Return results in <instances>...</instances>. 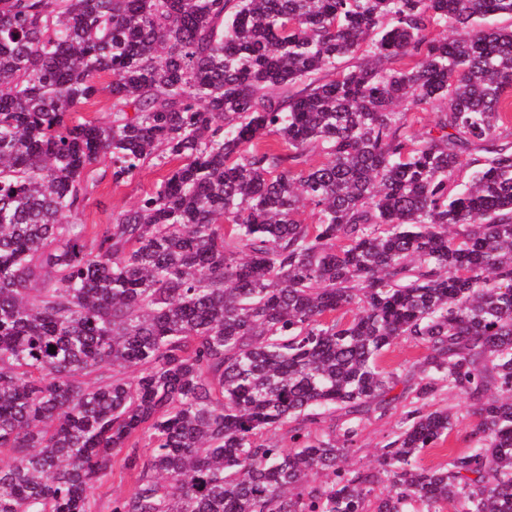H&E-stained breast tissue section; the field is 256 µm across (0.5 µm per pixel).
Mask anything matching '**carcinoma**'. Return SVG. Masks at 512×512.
I'll list each match as a JSON object with an SVG mask.
<instances>
[{"label":"carcinoma","instance_id":"cac0c4a2","mask_svg":"<svg viewBox=\"0 0 512 512\" xmlns=\"http://www.w3.org/2000/svg\"><path fill=\"white\" fill-rule=\"evenodd\" d=\"M492 16L512 0H0V512H98L116 472L110 512H512ZM152 160L77 223L98 166ZM401 338L426 354L382 367ZM445 389L477 422L426 467ZM166 168L146 164L126 182L116 187L109 178L103 180L90 195L84 212L79 216L80 224H110L112 213L136 203L145 192L156 186ZM399 419V412L383 420L371 421L363 430L358 447L346 460L353 468H368L374 465L380 446L384 444L387 435L391 433ZM130 487V482L127 478L121 480L118 473L112 477L100 491V499L98 500L99 512H109L108 507L112 497L125 494Z\"/></svg>","mask_w":512,"mask_h":512}]
</instances>
